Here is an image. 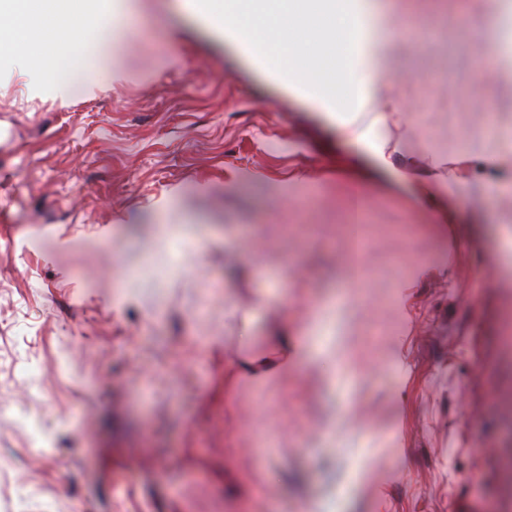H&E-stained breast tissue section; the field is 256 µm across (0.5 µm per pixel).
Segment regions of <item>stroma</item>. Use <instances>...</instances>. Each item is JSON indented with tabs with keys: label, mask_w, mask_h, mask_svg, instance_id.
I'll list each match as a JSON object with an SVG mask.
<instances>
[{
	"label": "stroma",
	"mask_w": 512,
	"mask_h": 512,
	"mask_svg": "<svg viewBox=\"0 0 512 512\" xmlns=\"http://www.w3.org/2000/svg\"><path fill=\"white\" fill-rule=\"evenodd\" d=\"M384 3L387 93L420 108L388 146L423 132L446 172L512 118V77L475 78L471 0ZM132 25L94 95L54 94L90 65L79 30L34 76L0 49V512H512V200L391 189L174 0ZM231 353L267 379L225 389Z\"/></svg>",
	"instance_id": "35a3bbf8"
}]
</instances>
